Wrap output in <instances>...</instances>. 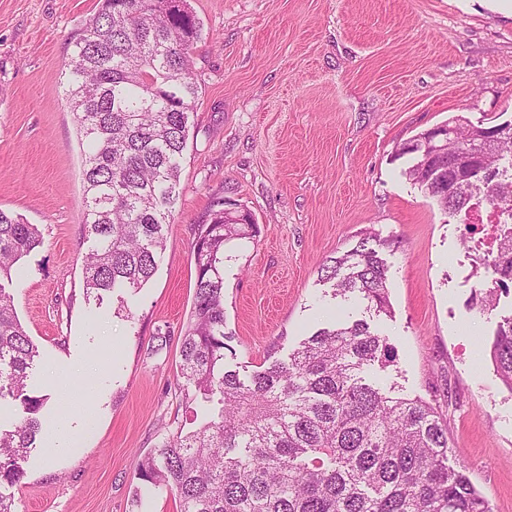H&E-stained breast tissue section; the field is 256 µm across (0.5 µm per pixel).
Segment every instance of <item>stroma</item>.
Instances as JSON below:
<instances>
[{"label": "stroma", "mask_w": 512, "mask_h": 512, "mask_svg": "<svg viewBox=\"0 0 512 512\" xmlns=\"http://www.w3.org/2000/svg\"><path fill=\"white\" fill-rule=\"evenodd\" d=\"M200 85L167 246L138 293L87 301L84 156L64 64L101 0H0V209L42 245L6 289L40 358L42 429L11 487L21 512H178L136 467L200 424L179 372L193 307L195 227L216 202L250 210L255 240L224 252V364L254 371L338 320H366L396 355L367 380L435 401L493 512H512V391L471 225L406 174L402 143L462 115L512 121V12L498 0H190ZM388 241L393 317L325 293L320 265L366 233ZM96 419L87 426L83 405ZM490 352L499 379L512 391V316L499 322Z\"/></svg>", "instance_id": "35a3bbf8"}]
</instances>
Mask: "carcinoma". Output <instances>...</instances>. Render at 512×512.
I'll use <instances>...</instances> for the list:
<instances>
[{
  "label": "carcinoma",
  "mask_w": 512,
  "mask_h": 512,
  "mask_svg": "<svg viewBox=\"0 0 512 512\" xmlns=\"http://www.w3.org/2000/svg\"><path fill=\"white\" fill-rule=\"evenodd\" d=\"M200 19L190 8L170 11L166 0H103L66 63L67 96L87 150L83 169L84 226L94 246L85 258L86 294L140 288L157 269L164 225L190 136L189 114L199 95L192 70ZM456 135L448 155L470 146L483 152L486 172L474 181H424L407 175L452 215L476 199L512 212V176L497 162L512 159V121L497 125L485 145L478 126L448 120ZM257 224H241L220 208L198 225L193 247L196 282L180 343V372L203 410L198 428L166 440L138 463L143 485L177 496L180 512H492L448 440L432 402L392 397L361 372L395 360L387 339L364 320L322 328L249 377L224 367V246L251 239ZM364 235L327 259L320 281L334 296L359 294L378 314L391 315L388 267ZM37 225L0 209V279L40 247ZM512 238L489 265L494 286L480 289L481 309L508 290ZM491 356L512 390V317L498 324ZM39 356L0 286V400L21 399L22 417L0 428V488L24 477L44 400L24 394Z\"/></svg>",
  "instance_id": "cac0c4a2"
}]
</instances>
